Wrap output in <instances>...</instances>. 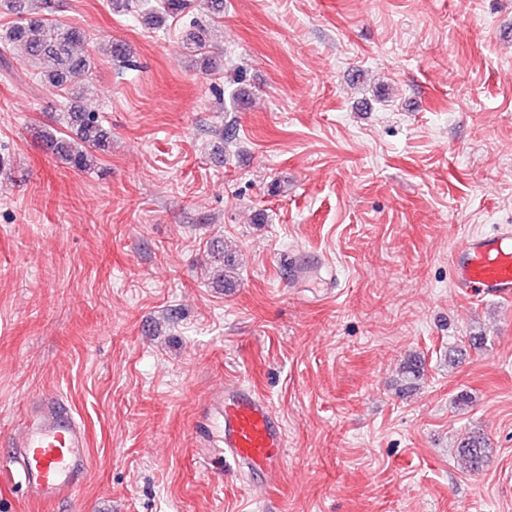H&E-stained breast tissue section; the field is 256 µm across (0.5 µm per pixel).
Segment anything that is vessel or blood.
I'll use <instances>...</instances> for the list:
<instances>
[{"label": "vessel or blood", "instance_id": "1", "mask_svg": "<svg viewBox=\"0 0 512 512\" xmlns=\"http://www.w3.org/2000/svg\"><path fill=\"white\" fill-rule=\"evenodd\" d=\"M322 255L291 258L288 275L303 283L320 278ZM452 279L475 297H512V229L473 232L451 254ZM208 412L217 423L215 444L248 474L278 482L284 464L286 427L267 399L231 382L213 398ZM9 461L31 499L50 506L79 488L89 473V439L71 405L49 396L33 405L8 440Z\"/></svg>", "mask_w": 512, "mask_h": 512}]
</instances>
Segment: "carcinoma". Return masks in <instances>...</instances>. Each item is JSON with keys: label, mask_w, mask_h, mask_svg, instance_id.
<instances>
[{"label": "carcinoma", "mask_w": 512, "mask_h": 512, "mask_svg": "<svg viewBox=\"0 0 512 512\" xmlns=\"http://www.w3.org/2000/svg\"><path fill=\"white\" fill-rule=\"evenodd\" d=\"M188 0H165L163 13L151 14L152 24L161 26L166 19L181 13ZM47 0H0V11L17 16L14 24L0 36L7 46H18L34 61L42 82L62 88L72 100L63 112L64 123L75 139L46 131L41 135L47 149L70 167L85 170L92 165L96 154L111 145V132L95 112H86L78 104L84 82L95 67V58L84 53L85 35L75 27H65L44 17ZM424 377L420 359L410 357L402 368L404 382L414 387ZM459 455L471 471L481 470L489 457L485 437L468 435L458 446Z\"/></svg>", "instance_id": "1"}]
</instances>
